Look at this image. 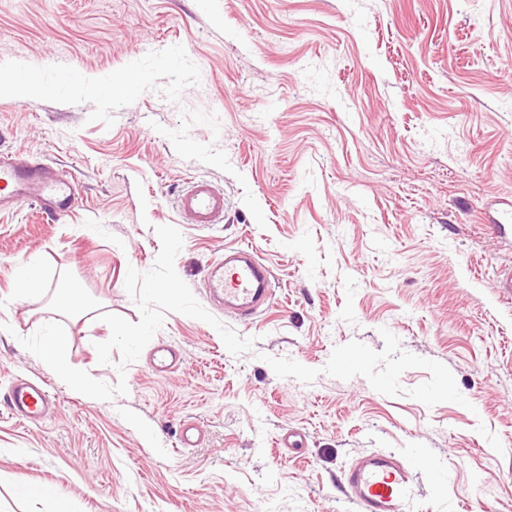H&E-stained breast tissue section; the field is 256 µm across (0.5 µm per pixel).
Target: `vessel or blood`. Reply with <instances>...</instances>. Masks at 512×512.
I'll list each match as a JSON object with an SVG mask.
<instances>
[{
  "mask_svg": "<svg viewBox=\"0 0 512 512\" xmlns=\"http://www.w3.org/2000/svg\"><path fill=\"white\" fill-rule=\"evenodd\" d=\"M76 185L61 177L43 160L0 152V211L22 203L34 204L45 215L61 217L74 205ZM178 211L199 225L224 219V194L204 179L190 180L176 200ZM274 274L252 246L226 248L212 263L205 288L225 313L242 321L255 320L271 305ZM177 348H156L148 362L152 372L164 373L179 366ZM55 400L39 383L17 379L10 388L13 416L39 424L53 413ZM347 502L356 512H408L415 493V473L396 453L375 452L354 460L342 476Z\"/></svg>",
  "mask_w": 512,
  "mask_h": 512,
  "instance_id": "vessel-or-blood-1",
  "label": "vessel or blood"
}]
</instances>
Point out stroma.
Masks as SVG:
<instances>
[{"label":"stroma","instance_id":"1","mask_svg":"<svg viewBox=\"0 0 512 512\" xmlns=\"http://www.w3.org/2000/svg\"><path fill=\"white\" fill-rule=\"evenodd\" d=\"M24 69L48 92L0 98V152L80 186L60 219L0 211V512H354L342 476L373 452L425 457L411 512H512V243L485 221L512 200V0H0V78ZM194 178L222 223L178 213ZM162 225L199 302L240 244L274 299L215 314L249 352L171 312L151 343L181 364L121 375L101 316L138 322L124 282ZM35 256L43 290L18 295ZM52 320L69 364L127 395L80 394L21 345ZM18 376L55 396L46 423L11 415ZM188 418L203 440L182 449ZM293 428L304 448L277 447Z\"/></svg>","mask_w":512,"mask_h":512}]
</instances>
